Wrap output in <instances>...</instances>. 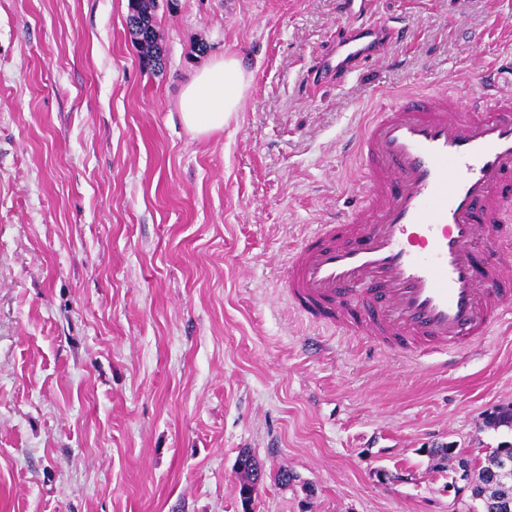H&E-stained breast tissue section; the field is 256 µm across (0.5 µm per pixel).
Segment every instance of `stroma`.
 Returning a JSON list of instances; mask_svg holds the SVG:
<instances>
[{"mask_svg": "<svg viewBox=\"0 0 512 512\" xmlns=\"http://www.w3.org/2000/svg\"><path fill=\"white\" fill-rule=\"evenodd\" d=\"M126 15L0 0V512H449L434 449L512 443L485 425L512 327L414 364L308 321L281 279L354 203L368 113L512 70V0H369L407 39L321 84L343 0H173L156 72ZM227 55L242 105L196 135L179 93ZM245 449L267 473L247 510Z\"/></svg>", "mask_w": 512, "mask_h": 512, "instance_id": "35a3bbf8", "label": "stroma"}]
</instances>
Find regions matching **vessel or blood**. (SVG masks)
<instances>
[{"mask_svg":"<svg viewBox=\"0 0 512 512\" xmlns=\"http://www.w3.org/2000/svg\"><path fill=\"white\" fill-rule=\"evenodd\" d=\"M320 72L345 77L383 56L386 24L359 23ZM359 198L289 251L283 286L319 323L391 350H476L512 318V90L477 75L464 90L394 97L360 127Z\"/></svg>","mask_w":512,"mask_h":512,"instance_id":"1","label":"vessel or blood"}]
</instances>
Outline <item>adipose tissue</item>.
<instances>
[{
  "label": "adipose tissue",
  "mask_w": 512,
  "mask_h": 512,
  "mask_svg": "<svg viewBox=\"0 0 512 512\" xmlns=\"http://www.w3.org/2000/svg\"><path fill=\"white\" fill-rule=\"evenodd\" d=\"M248 86L237 58L227 56L196 71L183 86L179 110L186 127L198 135L223 129L237 112Z\"/></svg>",
  "instance_id": "1"
}]
</instances>
